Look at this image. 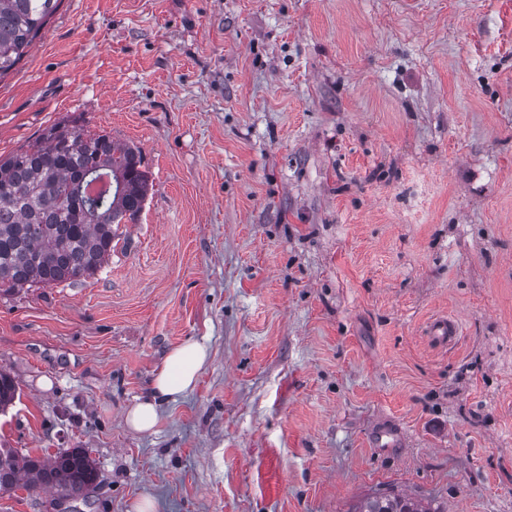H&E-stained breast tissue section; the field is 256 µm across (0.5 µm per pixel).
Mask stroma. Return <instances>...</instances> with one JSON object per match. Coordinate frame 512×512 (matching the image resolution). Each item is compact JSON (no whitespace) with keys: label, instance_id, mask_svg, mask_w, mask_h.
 Instances as JSON below:
<instances>
[{"label":"stroma","instance_id":"obj_1","mask_svg":"<svg viewBox=\"0 0 512 512\" xmlns=\"http://www.w3.org/2000/svg\"><path fill=\"white\" fill-rule=\"evenodd\" d=\"M55 124L139 148L149 192L94 276L0 295V446L98 470L0 512H512V0H61L0 158ZM192 339L195 387L130 430ZM460 330L459 323L451 318L436 319L428 328L430 337L442 345H450L456 340ZM210 357L205 340H190L171 349L153 374L148 397L135 402L126 413L128 426L152 432L161 421L160 405L175 401L192 389ZM357 512H442L439 509H423L418 504L394 493L375 494Z\"/></svg>","mask_w":512,"mask_h":512}]
</instances>
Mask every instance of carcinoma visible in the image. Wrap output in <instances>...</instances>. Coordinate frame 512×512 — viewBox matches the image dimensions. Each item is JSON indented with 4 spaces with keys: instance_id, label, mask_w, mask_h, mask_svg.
<instances>
[{
    "instance_id": "carcinoma-1",
    "label": "carcinoma",
    "mask_w": 512,
    "mask_h": 512,
    "mask_svg": "<svg viewBox=\"0 0 512 512\" xmlns=\"http://www.w3.org/2000/svg\"><path fill=\"white\" fill-rule=\"evenodd\" d=\"M59 0H0V77L22 59ZM149 177L142 157L107 134L54 125L38 143L0 160V295L94 275L112 255L117 225L143 209ZM16 394L0 373V413ZM97 479L94 460L72 448L46 460L0 448V492L51 488L85 497ZM358 512H441L394 493L375 494Z\"/></svg>"
}]
</instances>
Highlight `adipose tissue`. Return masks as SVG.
I'll return each mask as SVG.
<instances>
[{
    "label": "adipose tissue",
    "instance_id": "1",
    "mask_svg": "<svg viewBox=\"0 0 512 512\" xmlns=\"http://www.w3.org/2000/svg\"><path fill=\"white\" fill-rule=\"evenodd\" d=\"M209 357V347L203 340H190L171 349L153 374L148 397L128 409V426L140 433L155 430L161 421V404L177 400L192 389Z\"/></svg>",
    "mask_w": 512,
    "mask_h": 512
}]
</instances>
